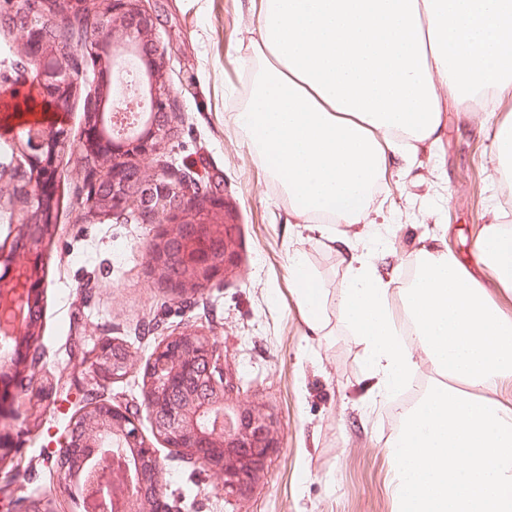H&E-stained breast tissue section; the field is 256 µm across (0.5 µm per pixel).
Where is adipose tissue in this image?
<instances>
[{
  "mask_svg": "<svg viewBox=\"0 0 512 512\" xmlns=\"http://www.w3.org/2000/svg\"><path fill=\"white\" fill-rule=\"evenodd\" d=\"M245 45L259 66L232 122L288 196L289 221L368 224L367 191L390 166L409 173L445 135L442 101L512 83V0H249ZM338 317L363 347L371 401L393 395L428 362L439 375L494 389L512 376V317L448 251L431 244L414 283L390 306V281L350 239ZM479 263L512 293V226L492 207ZM308 335L328 334L322 290L292 256Z\"/></svg>",
  "mask_w": 512,
  "mask_h": 512,
  "instance_id": "adipose-tissue-1",
  "label": "adipose tissue"
}]
</instances>
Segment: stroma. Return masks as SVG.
<instances>
[{"label":"stroma","instance_id":"obj_1","mask_svg":"<svg viewBox=\"0 0 512 512\" xmlns=\"http://www.w3.org/2000/svg\"><path fill=\"white\" fill-rule=\"evenodd\" d=\"M157 19L156 57L162 86L174 105L173 132L151 159L146 176L174 172L222 195L237 226L232 271L186 303L170 296L160 274L146 271L153 225L89 214L80 205L84 166V97L76 95L62 121L69 147L57 162L56 222L45 240L41 358L56 398L33 395L39 412L21 406L0 420V433L23 449L25 486L50 500L53 512H82L74 486L59 476L57 450L86 395L115 405L142 404V373L168 336L199 331L224 352V372L238 385L231 404L259 403L280 421V446L253 492L225 498L220 475L184 462L155 433L147 415L139 426L164 467L163 498L180 512H394L389 490L394 439L389 401H366L365 352L337 318L334 299L346 266L327 239L288 223V199L230 119L249 94L252 65L240 40L251 17L247 0H140ZM0 98L11 79L32 84L35 65L19 35L0 34ZM512 120V85L471 105L448 109L444 140L419 152L411 177L387 173L371 205L382 212L369 247L391 269L390 304L411 257L431 237H443L458 261L512 315V297L477 265V241L492 203L512 206V185L493 164L495 126L488 113ZM300 254L327 302L330 336L306 335L293 288L291 257ZM111 338L131 352L125 378L100 384L82 358Z\"/></svg>","mask_w":512,"mask_h":512}]
</instances>
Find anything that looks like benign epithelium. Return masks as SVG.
Masks as SVG:
<instances>
[{
  "instance_id": "benign-epithelium-1",
  "label": "benign epithelium",
  "mask_w": 512,
  "mask_h": 512,
  "mask_svg": "<svg viewBox=\"0 0 512 512\" xmlns=\"http://www.w3.org/2000/svg\"><path fill=\"white\" fill-rule=\"evenodd\" d=\"M88 2L74 0L75 10L55 13L54 0H9L8 12L18 14L23 21V49L37 65L43 104L51 110L63 104V91L76 87L81 71L58 55L39 25L38 20L48 14H54V23L61 29L71 27L79 18L89 20L85 47L91 55H96L102 46L130 48L155 68L154 22L139 7L138 0H102L104 7L93 13L86 7ZM102 102L96 92L85 98L87 123L82 144L97 152L109 177L101 178L100 168L93 164L85 166V204L107 215H125L135 206L155 223V247L147 261L150 272L165 271L173 244L184 246V273L180 280L166 283V292L185 299L209 287L236 265L234 247H226L219 260L206 248L207 242L216 237L234 240L235 225L224 218L222 197L192 192L182 180L154 185L145 178L141 163L170 134L174 118L170 98L159 84L152 87L151 119L146 129L118 141L102 130ZM66 141L67 134L62 129L25 122L18 127L15 141L24 166L0 162V179L7 176L12 184L8 193L0 191V211L9 213L18 224L15 239L26 251V258L20 263L14 253L0 255V288H6L0 292V335L6 338L38 335L26 315V303L42 300V247L53 224L55 161ZM112 347V341H102L89 358L92 373L103 381L117 379L128 371V356L114 352ZM32 350L30 344H18L0 354V370L8 372L16 364L29 362ZM150 362L154 376L142 387V407L155 432L162 434L167 447L190 449L198 463L222 475L224 495L248 496L279 448L277 418L259 406L229 407L230 385L224 377L223 351L203 333L165 338ZM186 378L194 379L196 391L182 398L169 395ZM138 417L139 412L110 402L84 407L60 441L58 461L62 471L68 476L73 474L65 465L68 459L79 456L85 462V449H97L116 438L122 447L140 444V461L148 462L153 477H158L160 460L153 448L141 442ZM104 457L109 460V467L99 472L101 482L94 490L100 501L111 496L113 481L118 478L123 481V495H145L148 482L143 466L132 471L124 459L110 453Z\"/></svg>"
}]
</instances>
